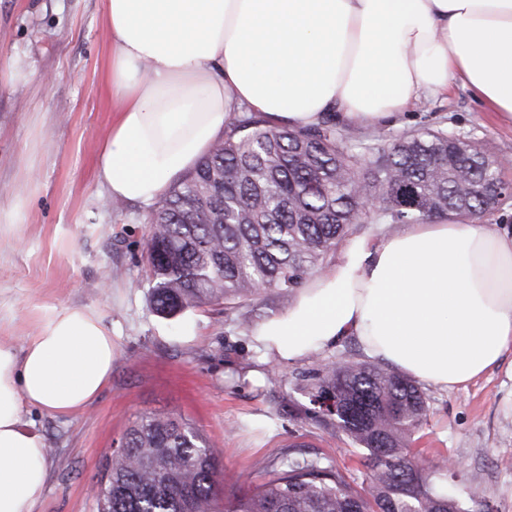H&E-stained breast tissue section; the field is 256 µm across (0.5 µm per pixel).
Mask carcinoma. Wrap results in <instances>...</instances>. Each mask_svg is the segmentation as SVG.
Returning <instances> with one entry per match:
<instances>
[{
  "mask_svg": "<svg viewBox=\"0 0 512 512\" xmlns=\"http://www.w3.org/2000/svg\"><path fill=\"white\" fill-rule=\"evenodd\" d=\"M443 128L371 146L328 118L272 127L232 116L224 138L150 209L149 303L158 315L246 303L257 285L290 291L346 240L355 224L478 222L498 207L484 191L500 168L475 145L460 153ZM324 422L364 451L360 493L326 458L290 456L251 489L224 495V512H471L407 441L427 416L423 391L398 371L338 360L314 375ZM219 461L185 420L140 415L98 484L97 512H214Z\"/></svg>",
  "mask_w": 512,
  "mask_h": 512,
  "instance_id": "obj_1",
  "label": "carcinoma"
}]
</instances>
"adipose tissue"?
I'll list each match as a JSON object with an SVG mask.
<instances>
[{
	"instance_id": "1",
	"label": "adipose tissue",
	"mask_w": 512,
	"mask_h": 512,
	"mask_svg": "<svg viewBox=\"0 0 512 512\" xmlns=\"http://www.w3.org/2000/svg\"><path fill=\"white\" fill-rule=\"evenodd\" d=\"M105 28L114 116L97 179L143 206L233 112L376 126L456 78L512 126V0H106ZM251 336L269 362L353 336L415 380L467 386L512 352V225L436 221L354 240ZM114 360L102 319L70 306L48 308L23 349L0 345V512H35L47 485L24 411L88 406Z\"/></svg>"
}]
</instances>
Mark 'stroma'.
<instances>
[{
  "label": "stroma",
  "mask_w": 512,
  "mask_h": 512,
  "mask_svg": "<svg viewBox=\"0 0 512 512\" xmlns=\"http://www.w3.org/2000/svg\"><path fill=\"white\" fill-rule=\"evenodd\" d=\"M104 14L105 0H0V59L25 56L33 71L27 84L0 89V211H19L14 223L0 222V343L21 347L45 307L76 306L101 317L116 352L111 380L88 407L24 413L48 448L37 512H96L92 490L142 413L198 428L229 493L290 455L328 458L367 486L371 471L358 450L309 412L322 364L368 362L356 337L299 361L266 362L249 325L287 309L295 294L277 289L249 305H205L175 319L153 312L148 209L110 198L96 181L112 126ZM439 127L507 160L502 177L512 182V126L459 81L372 132L390 143ZM421 389L428 412L415 448L462 462L448 481L478 488L476 512H512V354L466 387Z\"/></svg>",
  "instance_id": "1"
}]
</instances>
